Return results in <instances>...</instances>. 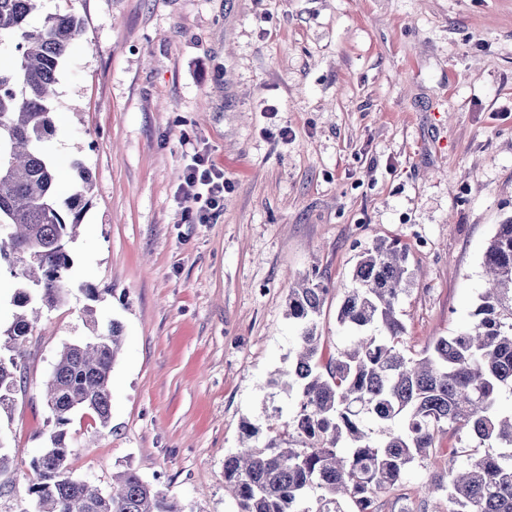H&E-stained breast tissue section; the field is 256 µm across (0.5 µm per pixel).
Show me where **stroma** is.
I'll return each instance as SVG.
<instances>
[{
    "instance_id": "1",
    "label": "stroma",
    "mask_w": 512,
    "mask_h": 512,
    "mask_svg": "<svg viewBox=\"0 0 512 512\" xmlns=\"http://www.w3.org/2000/svg\"><path fill=\"white\" fill-rule=\"evenodd\" d=\"M83 26L58 73L59 198L73 161L93 184L63 304L27 343L26 379L0 419L10 456L0 507L19 512L23 474L51 427L44 381L63 344L88 336L86 308L116 320L108 428L67 426L77 476L108 488L130 466L186 512H234L224 458L240 424L263 426L269 381L296 333L288 288L330 289L327 350L360 252L408 249L402 295L419 353L461 331L483 287V255L512 219V0H45ZM224 169V207L190 219L187 157ZM95 296H88V289ZM444 458L416 459L382 512H408Z\"/></svg>"
}]
</instances>
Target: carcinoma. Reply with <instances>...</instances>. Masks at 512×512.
<instances>
[{
	"label": "carcinoma",
	"mask_w": 512,
	"mask_h": 512,
	"mask_svg": "<svg viewBox=\"0 0 512 512\" xmlns=\"http://www.w3.org/2000/svg\"><path fill=\"white\" fill-rule=\"evenodd\" d=\"M42 0H0V268L23 280L19 308L0 342V415L23 383L25 344L35 301L53 310L66 295L77 235L92 188L79 184L64 203L43 150L52 132L59 67L82 28L73 13H47ZM486 281L471 322L441 336L419 356L404 340L400 295L414 280L407 249L377 240L358 256L338 323L348 344L323 354L318 318L329 288L304 277L288 292L296 328L294 358L273 385L295 396L291 418L279 408L266 429L245 420L244 448L224 458V487L236 512H378L380 494L401 486L414 461L446 457L432 478L447 492L446 512H512V220L497 226L483 256ZM91 336L66 344L46 380L50 445L29 462L19 512H185L158 485L128 467L103 491L75 476L65 427L89 412L106 428L111 373L122 347L117 321L89 320Z\"/></svg>",
	"instance_id": "cac0c4a2"
}]
</instances>
